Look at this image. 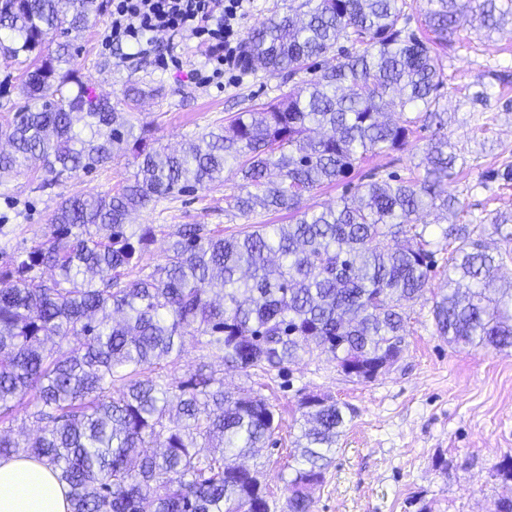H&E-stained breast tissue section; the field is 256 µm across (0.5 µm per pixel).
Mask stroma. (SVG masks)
<instances>
[{
    "instance_id": "obj_1",
    "label": "stroma",
    "mask_w": 512,
    "mask_h": 512,
    "mask_svg": "<svg viewBox=\"0 0 512 512\" xmlns=\"http://www.w3.org/2000/svg\"><path fill=\"white\" fill-rule=\"evenodd\" d=\"M109 0H96L75 42L74 64L84 81L108 96L117 109H127L124 89L137 83L148 92L129 109L134 126H149L161 145L171 150L211 130L251 106L279 97L289 87L286 75L248 69L227 80L224 88L204 85L195 76L205 62V47L193 33L156 35V56L174 58L175 66H158L156 56H134L129 48L106 49ZM446 83L440 107L448 119L446 131L455 146L463 173L449 182V193L466 205L467 219L488 213L512 214V185L487 180L488 171L512 163V17L499 31L484 35L463 27L444 58ZM26 66L0 58V128L12 121L27 101ZM500 73L508 82L497 81ZM483 81L486 105L471 104L463 90ZM430 134L421 131L404 151L371 158L338 184L306 197L307 207L319 209L365 175L402 172L422 163ZM134 172L130 156L121 155L91 173L61 183L44 184V172L25 170L0 177V266L16 249L32 245L49 232L50 217L64 199L115 193ZM240 180L225 172L224 181L198 192L160 199L130 216L134 224H162L159 235L140 260L152 270L163 261L171 232L181 224H207L231 235L248 224H284L283 214L257 211L242 217L228 210L227 198ZM431 301L410 308L406 348L389 370L375 381L346 376L328 355H304L284 376L268 380L261 372L225 367L220 354L187 344L171 367L172 376L186 379L200 362H207L232 391L253 390L277 405L283 429L277 445H265L246 464L258 468L272 490H279V473L286 471L298 417L300 393L326 394L355 410L328 467L325 483L314 492V512H495L500 498L512 495V481L495 477L494 469L512 462V349L461 350L436 330Z\"/></svg>"
}]
</instances>
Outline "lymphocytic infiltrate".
I'll use <instances>...</instances> for the list:
<instances>
[{"label":"lymphocytic infiltrate","instance_id":"lymphocytic-infiltrate-1","mask_svg":"<svg viewBox=\"0 0 512 512\" xmlns=\"http://www.w3.org/2000/svg\"><path fill=\"white\" fill-rule=\"evenodd\" d=\"M253 0H111L110 23L104 40L146 52L150 35L170 36L193 31L209 47L211 73L207 83L223 85L225 72L242 62L244 25Z\"/></svg>","mask_w":512,"mask_h":512}]
</instances>
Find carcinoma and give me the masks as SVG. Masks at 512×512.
Segmentation results:
<instances>
[{
  "mask_svg": "<svg viewBox=\"0 0 512 512\" xmlns=\"http://www.w3.org/2000/svg\"><path fill=\"white\" fill-rule=\"evenodd\" d=\"M96 0H0V56L33 60L23 106L0 131V174L33 162L54 183L130 153L132 179L115 194L66 199L51 233L0 268V420L22 404L51 428L21 444L0 434V458L50 466L68 487L70 512H271L272 491L236 459L273 439L276 409L260 394H233L201 364L177 380L164 369L186 342L223 354L241 371L287 372L319 351L354 366L367 382L383 359L402 353L407 303L425 298L436 253L448 257V292L432 297L441 336L462 347H512V285L495 287L505 248L489 253L487 228L512 244V220L495 214L460 223L465 205L448 193L457 155L440 110L441 52L470 16L488 35L512 0H428L424 36L406 0H302L246 39L242 61L310 78L258 108L230 117L180 152L134 134L112 100L74 68L66 40L85 27ZM61 37L43 55L46 41ZM340 57L321 66L329 54ZM412 113L381 120L388 105ZM435 128L426 165L361 183L336 206L310 211L305 195L338 183L369 154L402 151L410 135ZM241 176L228 208L286 211L288 224L252 225L226 237L181 224L163 263L138 267L157 226L128 224L132 212L173 194ZM424 208L452 217L442 241L416 224ZM49 267L50 280L36 275ZM347 406L304 394L306 426L289 452L282 512H314L345 432ZM158 443V451L146 448Z\"/></svg>",
  "mask_w": 512,
  "mask_h": 512,
  "instance_id": "carcinoma-1",
  "label": "carcinoma"
}]
</instances>
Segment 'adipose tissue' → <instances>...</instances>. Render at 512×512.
<instances>
[{"mask_svg": "<svg viewBox=\"0 0 512 512\" xmlns=\"http://www.w3.org/2000/svg\"><path fill=\"white\" fill-rule=\"evenodd\" d=\"M0 512H69L67 490L52 469L38 461L1 458Z\"/></svg>", "mask_w": 512, "mask_h": 512, "instance_id": "ef3b65f1", "label": "adipose tissue"}]
</instances>
